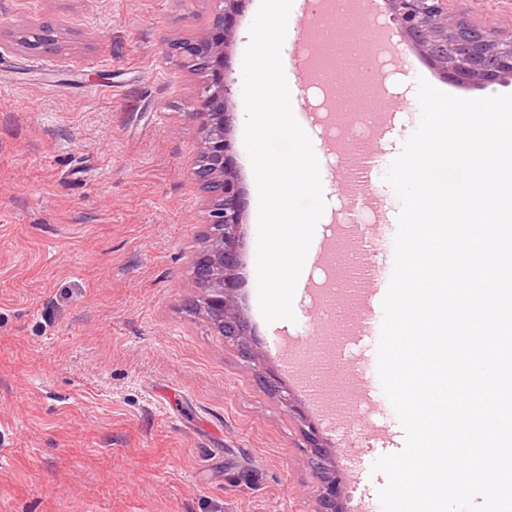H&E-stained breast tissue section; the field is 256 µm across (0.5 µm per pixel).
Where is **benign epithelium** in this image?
<instances>
[{"mask_svg":"<svg viewBox=\"0 0 512 512\" xmlns=\"http://www.w3.org/2000/svg\"><path fill=\"white\" fill-rule=\"evenodd\" d=\"M220 8L205 32L185 47L189 64L209 73L201 93L199 120L203 149L192 176L210 186L206 223L212 233L206 253L196 264L193 287L199 289L207 318L224 341L239 347L248 361H258L252 327L235 296L242 266L246 199L237 170L232 138L235 112L229 100L232 73L229 49L238 18L249 0H216ZM403 42L446 81L477 87L512 78V34L478 28L465 20L448 19V0H385ZM307 442L315 459V512H342L344 475L326 467L327 451L309 426Z\"/></svg>","mask_w":512,"mask_h":512,"instance_id":"1","label":"benign epithelium"}]
</instances>
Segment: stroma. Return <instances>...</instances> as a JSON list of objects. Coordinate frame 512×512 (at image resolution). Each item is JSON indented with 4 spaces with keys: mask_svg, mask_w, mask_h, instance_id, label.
<instances>
[{
    "mask_svg": "<svg viewBox=\"0 0 512 512\" xmlns=\"http://www.w3.org/2000/svg\"><path fill=\"white\" fill-rule=\"evenodd\" d=\"M214 12L215 0H0V24L54 37L45 47L0 36V512H313L307 428L265 388L268 368L344 473V512H382L386 477L372 466L405 433L393 409L353 400L349 361L362 347L344 342L347 309L322 334L299 288L294 320L266 322L244 266L237 301L265 353L249 363L185 307L210 231L208 194L190 176L206 77L170 46L195 39ZM256 13L248 6L239 21L230 76L250 197L241 82ZM448 17L508 34L512 0H450ZM385 70L389 118L367 146L379 164L371 201L311 139L325 200L316 237L347 211L396 224L401 201L384 175L419 125V80L462 98L512 93V79L444 81L402 43ZM280 335L297 339L295 365L331 419L289 377Z\"/></svg>",
    "mask_w": 512,
    "mask_h": 512,
    "instance_id": "stroma-1",
    "label": "stroma"
}]
</instances>
